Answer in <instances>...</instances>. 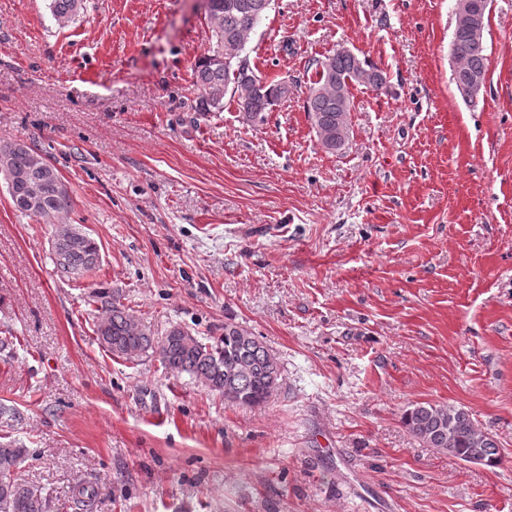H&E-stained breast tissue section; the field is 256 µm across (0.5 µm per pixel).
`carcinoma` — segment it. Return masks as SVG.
Listing matches in <instances>:
<instances>
[{"label": "carcinoma", "mask_w": 512, "mask_h": 512, "mask_svg": "<svg viewBox=\"0 0 512 512\" xmlns=\"http://www.w3.org/2000/svg\"><path fill=\"white\" fill-rule=\"evenodd\" d=\"M272 0H207L205 11L212 27L213 47L193 69V85L199 92V108L221 112L225 97L237 102L247 121L262 123L265 113L288 96V85L268 81L251 68L244 55L246 44L269 11ZM48 8L60 28L69 26L85 9V0H49ZM490 10L480 14L477 26L456 28L450 42L454 63L452 82L461 98L474 103L480 96L476 80H486L490 65L485 33ZM365 86L387 89V76L373 62L340 48L315 62L314 78L306 99V112L318 142L326 151H340L351 128L352 89ZM14 207L27 215L48 216L64 223L73 208L66 190L57 189L61 178L53 165L37 167L35 151L10 145L0 155ZM40 186L39 203L30 205L32 188ZM61 276L78 267L86 275L101 265L100 249L94 240L74 248L62 259L53 260ZM87 305L102 313L96 339L116 358L134 360L148 353L162 367L185 373L224 399L243 406H259L277 388L281 378L278 357L258 336L234 324L224 325V335L205 338L173 326L156 344L153 335L133 315L117 289L98 287L87 297ZM23 421L15 407L0 403V428L12 429ZM401 422L418 441L460 461L496 466L502 459L494 436L481 431L469 411L461 406L421 402L410 405ZM36 450L0 435V512H49L50 504L34 485L20 482L11 473Z\"/></svg>", "instance_id": "obj_1"}]
</instances>
